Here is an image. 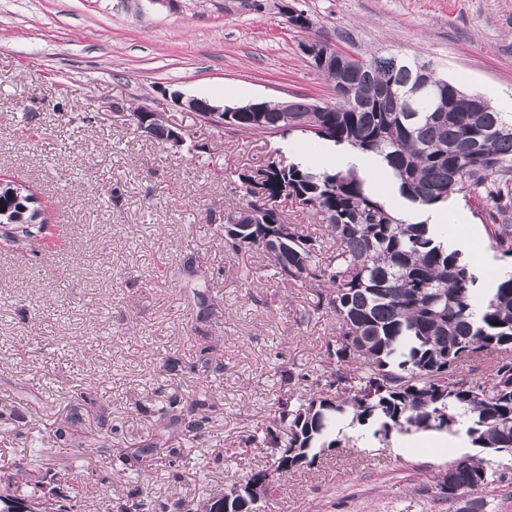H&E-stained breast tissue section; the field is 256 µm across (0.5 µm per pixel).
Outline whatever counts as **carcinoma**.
I'll return each instance as SVG.
<instances>
[{
  "mask_svg": "<svg viewBox=\"0 0 512 512\" xmlns=\"http://www.w3.org/2000/svg\"><path fill=\"white\" fill-rule=\"evenodd\" d=\"M418 60L395 54H371L358 69H322L335 93L320 112L310 102L262 103V119L226 121L224 127L246 134L275 137L297 132L336 145L346 144L381 157L398 192L410 205L442 203L461 188L482 203L479 215L495 248L512 255V116L490 101L469 93L447 78L436 80L433 98L410 96ZM247 203L224 215V247L234 253L263 250L281 280L320 288L315 310L336 316V340L328 343L323 388L312 394L295 386L305 375L282 367L280 381L294 388L277 400L279 430L261 436L271 462L250 474L276 480L300 469L289 457L293 449L314 464L317 449L336 444L339 416L352 410L358 420L377 425L375 435L392 431L436 430L465 433L475 448L512 453V275L484 289L474 302L477 276L429 224L397 217L353 170H313L297 163H268L237 173ZM287 196L299 201L333 241L325 251L317 238L286 222L267 202ZM43 225L21 222L4 233L11 247L37 239ZM483 356L496 358L492 385L456 374L459 363ZM362 366L355 384L346 368ZM218 405L189 376L175 395L152 410L167 427L182 425L185 443L217 412ZM94 446L112 454L127 477L139 474L143 459L179 456L182 448L159 438L132 451L112 437ZM451 491L446 499L486 487L494 473L476 455L448 467ZM23 504L33 512H80L77 496L45 492L43 476L18 461L0 469V512ZM125 512H198L181 500L152 504L135 493Z\"/></svg>",
  "mask_w": 512,
  "mask_h": 512,
  "instance_id": "1",
  "label": "carcinoma"
}]
</instances>
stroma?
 <instances>
[{
  "mask_svg": "<svg viewBox=\"0 0 512 512\" xmlns=\"http://www.w3.org/2000/svg\"><path fill=\"white\" fill-rule=\"evenodd\" d=\"M292 9L311 27H290ZM313 39L432 60L463 88L512 100V0H0V178L29 186L54 217L33 248H0V466L39 436L47 488L78 495L83 512H124L132 489L201 504L270 461L256 438L284 391L276 370L314 386L335 319L262 251L227 252L224 214L247 201L237 170L297 150L318 169L324 143L234 133L179 100L331 101L301 50ZM146 108L178 129L181 150L138 128ZM458 208L483 289L487 265L511 270L512 256L493 248L467 190L449 198ZM204 303L217 314L201 334ZM202 357L219 411L185 457L144 462L134 484L96 448L72 468L78 452L60 446L58 427L144 447L162 431L152 410L172 395L174 366ZM339 428L312 466L278 481L264 512H467L466 498L436 489L468 454L446 434L422 432L407 450L402 433L373 437L350 412ZM491 460L495 480L474 497L482 512H512V456Z\"/></svg>",
  "mask_w": 512,
  "mask_h": 512,
  "instance_id": "obj_1",
  "label": "stroma"
}]
</instances>
